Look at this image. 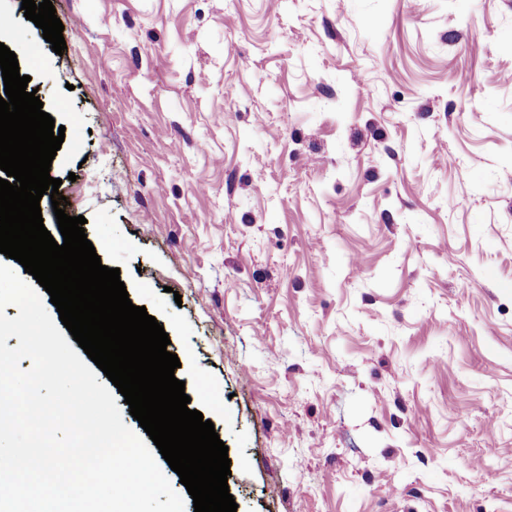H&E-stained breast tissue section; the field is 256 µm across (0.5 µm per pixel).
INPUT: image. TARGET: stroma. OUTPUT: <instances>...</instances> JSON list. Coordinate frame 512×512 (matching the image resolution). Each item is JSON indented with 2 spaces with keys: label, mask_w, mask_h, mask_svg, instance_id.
<instances>
[{
  "label": "stroma",
  "mask_w": 512,
  "mask_h": 512,
  "mask_svg": "<svg viewBox=\"0 0 512 512\" xmlns=\"http://www.w3.org/2000/svg\"><path fill=\"white\" fill-rule=\"evenodd\" d=\"M51 2L0 43L237 512H512V0Z\"/></svg>",
  "instance_id": "obj_1"
}]
</instances>
